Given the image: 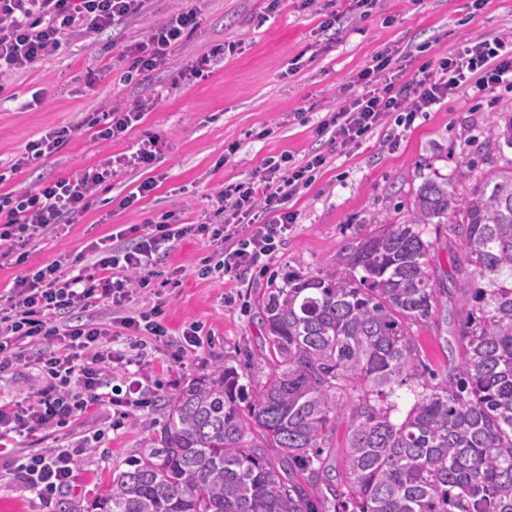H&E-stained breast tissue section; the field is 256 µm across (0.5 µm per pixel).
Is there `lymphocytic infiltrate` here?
I'll return each instance as SVG.
<instances>
[{
  "instance_id": "lymphocytic-infiltrate-1",
  "label": "lymphocytic infiltrate",
  "mask_w": 512,
  "mask_h": 512,
  "mask_svg": "<svg viewBox=\"0 0 512 512\" xmlns=\"http://www.w3.org/2000/svg\"><path fill=\"white\" fill-rule=\"evenodd\" d=\"M147 0H0V78L28 71L66 45L69 35L84 28L98 31L138 16ZM200 23V9L188 4L171 10L147 36L121 50L132 57L138 73L165 68L188 31ZM397 49L377 52L356 80L363 95L326 113L316 133L346 147L380 127L386 120L410 128L421 113L432 111L466 87L512 86V38L464 39L437 65H422L406 75ZM156 98L138 100L132 107L102 113L92 126L95 140L121 138L152 111ZM164 143L153 136L135 151L104 159L71 176L41 183L21 195H0V243L25 262L26 248L48 235H59L89 205L98 186L126 169L150 170L160 159ZM315 154L304 164L290 156L267 159L249 178L225 186L217 198L223 228L210 223L186 224L166 211L149 224L130 226L91 243L86 249L90 273L68 274L67 256L33 269L17 279L0 299V372L23 365L40 369L50 378L33 399L0 402V442L24 440L35 432L59 426L75 412L103 401L105 374L123 366L125 357L111 347L110 332L101 324L71 325L69 312L101 307L121 309L134 292L150 288L154 267L176 244L189 236L219 242L214 264L198 271L206 278H228L266 267L291 224L297 220L288 203L307 187L325 165ZM53 344L50 353L41 344ZM84 445L40 449L19 464L14 474L44 501L69 493Z\"/></svg>"
}]
</instances>
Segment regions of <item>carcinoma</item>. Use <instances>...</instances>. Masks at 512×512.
I'll use <instances>...</instances> for the list:
<instances>
[{
	"instance_id": "carcinoma-1",
	"label": "carcinoma",
	"mask_w": 512,
	"mask_h": 512,
	"mask_svg": "<svg viewBox=\"0 0 512 512\" xmlns=\"http://www.w3.org/2000/svg\"><path fill=\"white\" fill-rule=\"evenodd\" d=\"M493 144L512 148V119L490 122ZM425 224L460 239L449 284L429 272ZM341 264L267 289L266 381L223 364L191 380L101 512H315L284 474L323 465L345 414L334 512H512V166L484 171L462 207L448 183L423 182L411 217L353 241ZM448 295L471 315L459 364L431 385L412 326Z\"/></svg>"
}]
</instances>
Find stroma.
<instances>
[{
	"label": "stroma",
	"mask_w": 512,
	"mask_h": 512,
	"mask_svg": "<svg viewBox=\"0 0 512 512\" xmlns=\"http://www.w3.org/2000/svg\"><path fill=\"white\" fill-rule=\"evenodd\" d=\"M374 0L367 15L353 14L343 26L325 32L331 12L347 10L346 0H200L201 20L175 51L164 72L128 77V62L117 61L119 48L143 39L180 0H149L145 11L121 25L73 36L67 49L0 84V195L21 193L39 183L98 165L110 155L130 152L138 141L160 137L164 151L151 171L127 170L98 187L88 210L62 235L31 243L25 263L0 250V293L17 278L70 256L73 270L85 266L86 246L133 224L143 225L166 210L178 211L195 224L212 214V198L222 186L242 180L270 157L287 154L300 164L315 153L327 164L315 182L290 203L297 214L276 257L265 272L231 281L199 278L198 269L214 245L184 238L157 265L154 292L132 295L124 309L134 315L161 305L170 334L137 345L114 324L109 310H74L71 324L94 321L112 330V346L126 355L141 388L124 406L107 402L77 413L69 423L31 436L24 447L0 457V512H94L114 472L126 469L152 432L147 422L163 424V405L192 378L213 366L249 365L256 380L267 369L257 353L264 342L259 303L270 285L291 274L314 275L337 267L345 248L376 229V223L406 222L418 187L428 179L448 180L458 203H466L485 170L478 149L490 120L512 118V88L469 87L418 118L390 146V126L368 133L360 145L342 152L315 129L327 112L361 93L354 76L372 56L391 46L406 52L408 71L437 63L463 39H491L512 34V0ZM236 43L231 56L213 62L202 77L172 86L188 61L223 43ZM95 83H88V72ZM163 89L157 106L124 137L103 144L95 140L88 119L111 105H129L146 90ZM305 122L289 120L292 112ZM75 127L56 153L20 171L12 166L25 146L52 128ZM238 143L232 159L224 149ZM156 189L132 207L120 199L146 176ZM423 237L434 247L429 270L454 278L460 241L447 225L429 224ZM466 308L448 301L428 324L413 326L421 359L444 378L448 364L459 361L456 334ZM203 327L197 351L181 353L183 327ZM85 443L70 497L45 503L15 482L10 472L26 452Z\"/></svg>",
	"instance_id": "1"
}]
</instances>
